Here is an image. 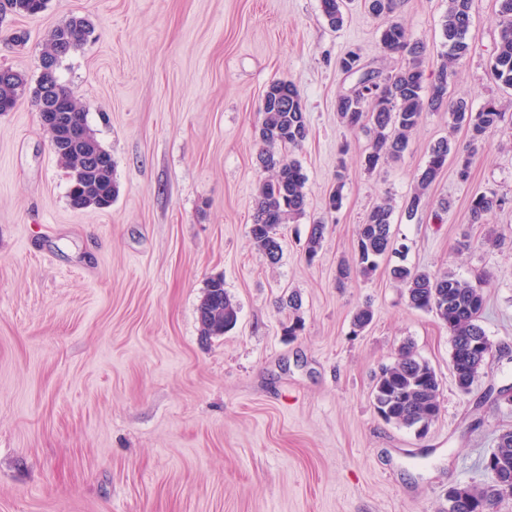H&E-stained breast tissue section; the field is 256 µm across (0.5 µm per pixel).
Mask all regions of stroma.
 I'll list each match as a JSON object with an SVG mask.
<instances>
[{
	"mask_svg": "<svg viewBox=\"0 0 512 512\" xmlns=\"http://www.w3.org/2000/svg\"><path fill=\"white\" fill-rule=\"evenodd\" d=\"M447 8L405 0L398 16L425 44L429 72ZM472 15V49L448 91L475 109L496 100L511 117L512 90L489 71L495 0H472ZM73 16L94 33L57 75L111 153L119 195L105 210H73L32 93L0 112V512H440L450 487L483 486L484 457L512 430V404L486 395L512 387V131L489 136L468 181L445 168L411 219L403 204L430 145L466 132L426 113L399 159L366 169L369 134L336 117L353 84L337 61L349 50L374 67L397 61L384 58L383 22L363 0L337 30L320 0H48L38 16L0 21V67L36 84L48 35ZM276 80L299 90L310 133L290 152L306 211L283 226L273 264L250 225L265 176L262 98ZM337 187L342 207L330 213ZM485 191L506 203L469 223V199ZM385 199L403 254L338 283ZM319 219L327 230L310 262ZM466 234L473 247L456 251ZM401 262L481 288L493 358L470 393L449 368L447 326L391 277ZM217 275L238 322L207 341L197 306ZM366 305L374 319L354 332ZM407 342L440 383V415L422 437L385 422L371 398Z\"/></svg>",
	"mask_w": 512,
	"mask_h": 512,
	"instance_id": "stroma-1",
	"label": "stroma"
}]
</instances>
